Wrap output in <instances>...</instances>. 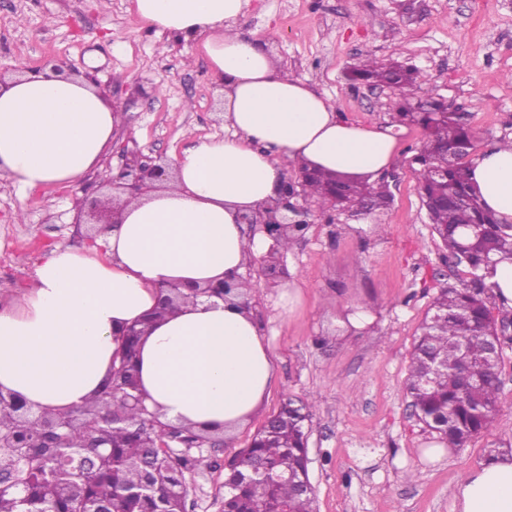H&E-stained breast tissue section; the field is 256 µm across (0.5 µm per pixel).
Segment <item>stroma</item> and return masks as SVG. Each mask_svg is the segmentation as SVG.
<instances>
[{"label":"stroma","mask_w":512,"mask_h":512,"mask_svg":"<svg viewBox=\"0 0 512 512\" xmlns=\"http://www.w3.org/2000/svg\"><path fill=\"white\" fill-rule=\"evenodd\" d=\"M133 0H0V66L41 68L63 59L91 67L123 111L106 168L127 150L173 161L190 136H223L211 68L195 37L179 40L130 24ZM236 25L265 44L288 73L332 100L347 121L391 129L397 154L384 177L392 201L367 215L329 212L308 201L309 224L270 281L247 270L253 310L274 359L261 408L232 437L190 449L186 512H222L224 465L292 397L312 405L310 481L317 512H454L452 489L491 450L512 441V345L498 371V413L461 448L438 447L412 415L406 394L416 331L439 289L467 281L444 260L411 160L426 135L398 118L385 86L354 84L363 54L399 59L423 87L464 113L477 150L512 140V5L507 0H249ZM75 185L21 192L0 179V303L24 286L20 262L87 246L76 237ZM23 221H16V212ZM299 295L284 307L281 294ZM372 315L352 327L350 312Z\"/></svg>","instance_id":"stroma-1"}]
</instances>
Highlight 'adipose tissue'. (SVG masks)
<instances>
[{
  "mask_svg": "<svg viewBox=\"0 0 512 512\" xmlns=\"http://www.w3.org/2000/svg\"><path fill=\"white\" fill-rule=\"evenodd\" d=\"M247 0H134L131 18L175 38L201 37L224 89L221 138H191L167 188L130 203L102 236L106 259L61 247L26 272L19 298L0 307V390L47 412L78 410L99 395L125 329L156 305L159 286L227 279L244 306L217 298L180 303L142 337L140 392L161 421L221 425L252 419L274 362L250 307V260L271 242L248 236L277 197L285 161L373 180L394 159L396 138L344 121L329 98L288 75L234 26ZM67 65L0 86V178L22 190L104 174L121 112L103 92L67 77ZM469 177L484 208L512 223V148L478 152ZM457 512H512V455H496L456 483Z\"/></svg>",
  "mask_w": 512,
  "mask_h": 512,
  "instance_id": "obj_1",
  "label": "adipose tissue"
}]
</instances>
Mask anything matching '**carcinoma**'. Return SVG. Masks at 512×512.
<instances>
[{
  "instance_id": "cac0c4a2",
  "label": "carcinoma",
  "mask_w": 512,
  "mask_h": 512,
  "mask_svg": "<svg viewBox=\"0 0 512 512\" xmlns=\"http://www.w3.org/2000/svg\"><path fill=\"white\" fill-rule=\"evenodd\" d=\"M353 82L383 85L404 99L403 120L423 126L426 141L414 157L415 169L433 230L448 262L469 269L470 281L439 291L420 325L407 379L414 416L438 434L447 448H461L480 434L498 410L500 379L487 359L497 324L512 318L494 315L484 270L501 252L512 254V226L487 213L469 182L468 158L474 135L462 116L435 101L423 112L410 102L422 92L420 71L399 60L381 66L366 59L349 74ZM336 185V206L356 211L366 202L381 207L383 194L362 181H344L317 171L305 174L300 189L318 197ZM378 200H373V194ZM137 387L131 359L115 360L99 403L79 411L68 434V448H0V512H179L185 507L184 454L165 457L157 444L167 428L141 424L144 414L112 387ZM124 422L112 424V416ZM311 406L288 399L268 418L247 448L232 459L224 479V512H316L315 494L297 483L309 478L306 428ZM0 431L34 438L18 410L0 413Z\"/></svg>"
}]
</instances>
